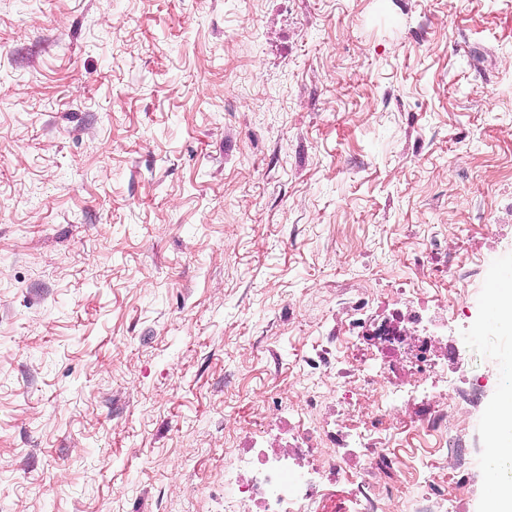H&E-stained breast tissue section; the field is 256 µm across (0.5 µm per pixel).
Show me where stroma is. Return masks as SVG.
<instances>
[{"instance_id": "1", "label": "stroma", "mask_w": 512, "mask_h": 512, "mask_svg": "<svg viewBox=\"0 0 512 512\" xmlns=\"http://www.w3.org/2000/svg\"><path fill=\"white\" fill-rule=\"evenodd\" d=\"M512 0H0V512H224L230 420L330 421L349 324L445 305L448 396L485 512L512 333ZM337 462L315 512L439 484ZM509 302L511 304L509 308ZM488 305L498 314V324L502 330L511 333L512 330V291L496 290L488 301ZM507 325L504 327L503 325ZM364 471L348 472V481L352 485V502L355 512H376L377 501L370 492V483L365 478Z\"/></svg>"}]
</instances>
